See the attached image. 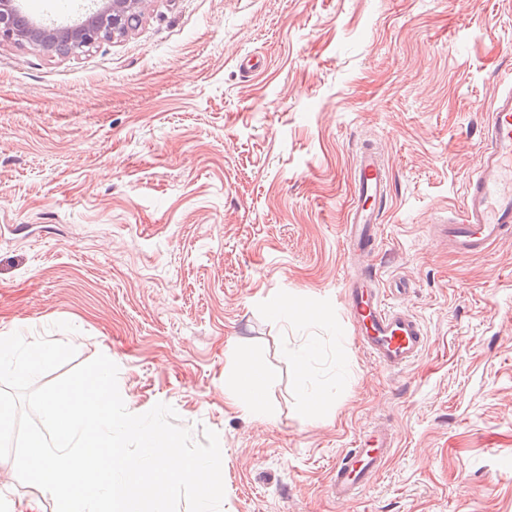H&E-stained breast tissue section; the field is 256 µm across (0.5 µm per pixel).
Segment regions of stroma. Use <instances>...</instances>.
Listing matches in <instances>:
<instances>
[{
	"instance_id": "35a3bbf8",
	"label": "stroma",
	"mask_w": 512,
	"mask_h": 512,
	"mask_svg": "<svg viewBox=\"0 0 512 512\" xmlns=\"http://www.w3.org/2000/svg\"><path fill=\"white\" fill-rule=\"evenodd\" d=\"M510 80L512 0H150L78 58L0 45V332L76 347L40 384L102 354L128 411L216 431L221 512H341L330 470L378 422L395 446L348 512H512V237L465 256L432 231ZM366 145L390 179L367 271L429 337L399 371L344 307ZM245 360L271 420L224 397ZM21 498L56 512L0 459V512Z\"/></svg>"
}]
</instances>
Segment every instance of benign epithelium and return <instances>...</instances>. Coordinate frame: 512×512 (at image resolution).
<instances>
[{
    "mask_svg": "<svg viewBox=\"0 0 512 512\" xmlns=\"http://www.w3.org/2000/svg\"><path fill=\"white\" fill-rule=\"evenodd\" d=\"M147 0H102L87 17L59 29L28 26L16 17L17 0H0V45L28 44L51 57H79L102 41L123 38L141 22Z\"/></svg>",
    "mask_w": 512,
    "mask_h": 512,
    "instance_id": "benign-epithelium-1",
    "label": "benign epithelium"
}]
</instances>
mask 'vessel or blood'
I'll return each instance as SVG.
<instances>
[{"label":"vessel or blood","mask_w":512,"mask_h":512,"mask_svg":"<svg viewBox=\"0 0 512 512\" xmlns=\"http://www.w3.org/2000/svg\"><path fill=\"white\" fill-rule=\"evenodd\" d=\"M486 141L478 167L467 180L463 221L441 218L434 226L459 253L479 254L512 236V82L492 102ZM352 182L345 243L347 250L365 257L378 245L379 213L389 186L386 164L375 149L357 154ZM382 295L378 280L350 271L344 297L361 345L381 366L400 370L423 354L427 331L408 310L384 303ZM393 446L390 431L379 425L357 435L331 469L328 495L342 507L357 502L381 472Z\"/></svg>","instance_id":"obj_1"}]
</instances>
